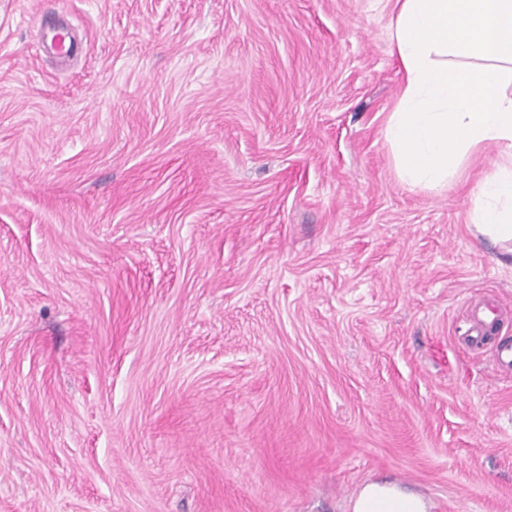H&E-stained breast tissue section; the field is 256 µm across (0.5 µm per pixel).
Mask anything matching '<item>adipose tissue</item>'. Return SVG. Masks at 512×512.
Listing matches in <instances>:
<instances>
[{
  "mask_svg": "<svg viewBox=\"0 0 512 512\" xmlns=\"http://www.w3.org/2000/svg\"><path fill=\"white\" fill-rule=\"evenodd\" d=\"M392 34L404 73L384 130L401 178L447 184L487 144L499 154L472 200L490 244L512 248V0H396Z\"/></svg>",
  "mask_w": 512,
  "mask_h": 512,
  "instance_id": "ef3b65f1",
  "label": "adipose tissue"
}]
</instances>
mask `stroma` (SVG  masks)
Returning <instances> with one entry per match:
<instances>
[{"mask_svg":"<svg viewBox=\"0 0 512 512\" xmlns=\"http://www.w3.org/2000/svg\"><path fill=\"white\" fill-rule=\"evenodd\" d=\"M83 40L37 51V21ZM393 0H0V512H512L499 149L399 176ZM498 332L472 348L474 318Z\"/></svg>","mask_w":512,"mask_h":512,"instance_id":"1","label":"stroma"}]
</instances>
